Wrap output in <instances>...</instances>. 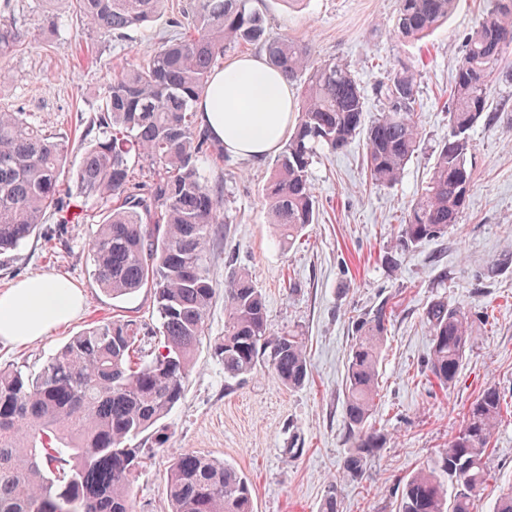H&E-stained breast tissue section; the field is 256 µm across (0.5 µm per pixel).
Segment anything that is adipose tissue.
Here are the masks:
<instances>
[{
    "mask_svg": "<svg viewBox=\"0 0 512 512\" xmlns=\"http://www.w3.org/2000/svg\"><path fill=\"white\" fill-rule=\"evenodd\" d=\"M198 120L232 157L260 160L276 153L296 122L293 91L260 56L236 58L215 71L196 103ZM83 298L68 283L37 274L0 293V338L36 341L75 317Z\"/></svg>",
    "mask_w": 512,
    "mask_h": 512,
    "instance_id": "ef3b65f1",
    "label": "adipose tissue"
}]
</instances>
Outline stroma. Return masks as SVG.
<instances>
[{"mask_svg": "<svg viewBox=\"0 0 512 512\" xmlns=\"http://www.w3.org/2000/svg\"><path fill=\"white\" fill-rule=\"evenodd\" d=\"M189 0H170L148 27L122 40L78 33L66 0H10L11 18L26 40L8 63L0 106L30 114L46 135L68 144L66 172L76 169L84 146L100 137V100L114 71L151 53ZM488 0H460L448 21L415 43L398 38L397 0H254L270 34L308 44L315 63L349 64L364 87L398 62L419 71L418 152L393 187L372 183L362 140L315 159L310 179L316 219L292 246H281L266 219L265 188L274 157L203 162L210 185L224 196V221L209 242L215 295L204 339L184 398L163 419L164 446L134 477L136 512H169L167 473L174 459L202 454L231 464L255 489V512H321L337 489L342 512H396L397 488L418 466L431 462L458 432L463 414L491 385L507 406L487 459L486 489L475 512H494L496 498L512 486V81H494L493 103L509 109L480 120L470 133L474 185L467 205L446 235L413 247L399 243L401 216L425 186L434 151L448 133V93L464 38ZM62 14L60 27L48 10ZM71 224L46 216L36 235L0 254V292L35 274L58 277L84 298L81 313L37 341L0 339V367L38 369L72 336L104 319L135 320L148 335L155 321L153 293L144 288L115 300L91 272L92 226L104 204L62 195ZM247 270L266 305L272 334L304 336L310 363L306 383L280 384L270 369L228 379L211 347L224 334V285ZM437 299L468 310L475 339L455 381L441 388L427 369L431 340L424 320ZM387 303L392 312L380 368L375 426L386 444L363 479H341L348 452L344 426L350 318Z\"/></svg>", "mask_w": 512, "mask_h": 512, "instance_id": "stroma-1", "label": "stroma"}]
</instances>
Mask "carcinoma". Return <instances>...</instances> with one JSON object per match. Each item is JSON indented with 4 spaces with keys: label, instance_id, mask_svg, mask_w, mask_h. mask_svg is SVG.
<instances>
[{
    "label": "carcinoma",
    "instance_id": "1",
    "mask_svg": "<svg viewBox=\"0 0 512 512\" xmlns=\"http://www.w3.org/2000/svg\"><path fill=\"white\" fill-rule=\"evenodd\" d=\"M83 28L122 39L161 14L165 0H70ZM456 0H398L395 32L418 41L453 13ZM146 57L114 73L102 104V137L89 144L71 176L77 194L112 201L91 241L92 272L112 298L154 293L157 347L142 356L131 320L99 322L58 349L37 371L0 367V512H133L132 475L153 452L135 443L182 400L197 362L215 289L208 269L213 226L223 196L208 185L200 158L224 149L198 130L193 111L224 55L258 45L287 81L302 83L293 133L266 187L269 223L287 243L315 221L310 167L361 137L372 182L396 184L420 146L417 70L402 63L372 88L381 105L370 117L367 93L347 65L314 63L310 48L272 36L250 0H191L186 21ZM25 42L16 22H0V82ZM512 51V0H493L468 33L448 106V136L435 150L429 180L399 224L409 246L448 232L473 185L469 131L489 111L487 90ZM65 145L22 112L0 109V253L12 251L57 206ZM148 180L135 181V167ZM227 322L214 342L224 375L268 365L294 389L308 379L302 337L273 336L265 302L249 273L224 286ZM392 313L383 304L352 320L344 424L349 448L342 478L358 481L385 445L373 424L379 366ZM425 319L432 337L428 369L446 388L474 338L465 309L437 301ZM503 396L486 387L431 464L399 489L397 512H474L486 484V457ZM172 512H253L254 488L234 466L184 454L166 482Z\"/></svg>",
    "mask_w": 512,
    "mask_h": 512
}]
</instances>
